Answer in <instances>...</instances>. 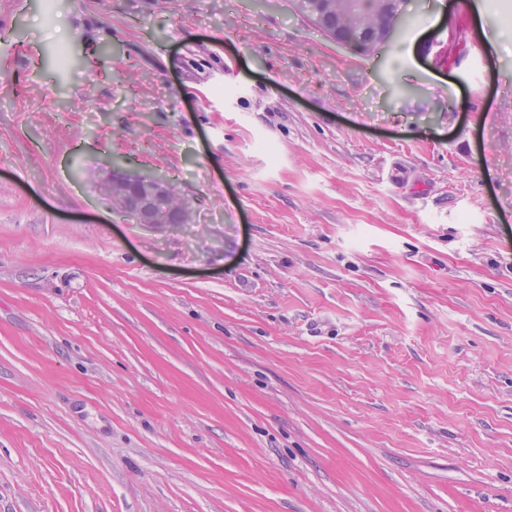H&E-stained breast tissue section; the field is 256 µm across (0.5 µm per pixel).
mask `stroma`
Instances as JSON below:
<instances>
[{"label": "stroma", "mask_w": 512, "mask_h": 512, "mask_svg": "<svg viewBox=\"0 0 512 512\" xmlns=\"http://www.w3.org/2000/svg\"><path fill=\"white\" fill-rule=\"evenodd\" d=\"M405 17L0 0V512H512V0ZM315 0L306 5L297 4L295 11L308 19L327 37L331 35L323 25L324 17L338 6L347 12L335 14L326 20V26L336 33V37L345 40L351 36L365 37L378 20L376 0ZM351 8V9H350ZM350 9V10H349ZM349 10V11H348ZM97 188L103 199L118 206L119 211L138 224L179 226L189 223V210L184 204L179 208L181 220L178 221V213L173 215L182 202L174 190L176 208L171 205L173 186L160 176L131 173L122 163L113 161L109 174L98 182Z\"/></svg>", "instance_id": "obj_1"}]
</instances>
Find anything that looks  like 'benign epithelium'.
Returning <instances> with one entry per match:
<instances>
[{
    "mask_svg": "<svg viewBox=\"0 0 512 512\" xmlns=\"http://www.w3.org/2000/svg\"><path fill=\"white\" fill-rule=\"evenodd\" d=\"M349 10L350 0H311L295 7V11L308 19L321 32H326L324 17L336 8ZM398 27V19H381L370 32V39L376 45L387 43ZM97 188L103 199L118 207V210L132 217L138 224L183 225L189 223L186 206L175 208L170 199L173 186L164 178L150 173H131L119 162H112L110 172L98 182ZM179 212L181 220L172 219Z\"/></svg>",
    "mask_w": 512,
    "mask_h": 512,
    "instance_id": "obj_1",
    "label": "benign epithelium"
}]
</instances>
